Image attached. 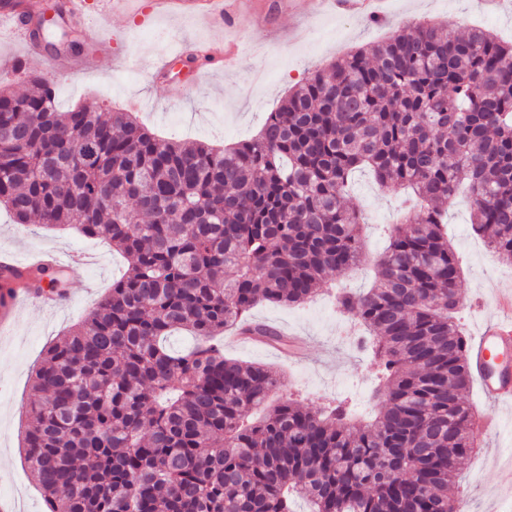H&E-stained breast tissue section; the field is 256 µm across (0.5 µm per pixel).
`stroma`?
I'll return each mask as SVG.
<instances>
[{"mask_svg": "<svg viewBox=\"0 0 512 512\" xmlns=\"http://www.w3.org/2000/svg\"><path fill=\"white\" fill-rule=\"evenodd\" d=\"M152 0H137L134 13L115 12L107 30L113 38L110 57L74 73L52 72L60 111L95 102L103 109L126 108L130 99L145 103L140 119L158 135L184 142L229 144L253 138L268 112L316 68L329 69L358 47L391 37L402 27L432 20L445 34L456 36L483 26L512 42V14L488 11L484 0H388V15L374 24L361 16L339 15L312 5L294 12L281 0H234L235 28L151 11ZM200 40L235 42L240 62L229 70L209 69L203 81L193 76H167L156 65L176 43ZM360 209L366 261L344 275L355 292L370 288L373 264L382 254L385 227L396 222L400 201L381 191L369 173L355 177L348 200ZM448 237L461 260L460 312L468 339L496 312L500 289L512 288V265L502 263L471 229L470 203L458 195L448 209ZM34 255L43 251L85 254L83 264L68 269L65 292L70 303L51 309L21 302L11 309V322L0 328V496L15 499L19 512H42L43 501L34 472L20 454V432L27 423L31 372L47 347L81 322L127 266L110 242L89 239L76 230L54 231L39 223H14L0 208V251ZM255 316L306 344V355L289 360L261 344L224 339L225 357L254 363L276 372L280 397L319 407L336 398H351L362 417L373 414L370 400L373 368L363 352L345 337L332 299L319 292L298 305L260 303ZM478 415L494 421L478 434L479 448L466 459L457 496L466 512H512V485L501 479L512 467V412L486 401L478 387L466 393Z\"/></svg>", "mask_w": 512, "mask_h": 512, "instance_id": "1", "label": "stroma"}]
</instances>
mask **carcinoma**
<instances>
[{
    "instance_id": "1",
    "label": "carcinoma",
    "mask_w": 512,
    "mask_h": 512,
    "mask_svg": "<svg viewBox=\"0 0 512 512\" xmlns=\"http://www.w3.org/2000/svg\"><path fill=\"white\" fill-rule=\"evenodd\" d=\"M509 59L488 31L415 24L310 73L227 148L160 139L129 112H61L34 70L15 71L21 94L0 85V206L130 258L34 371L22 451L46 512H293L296 497L314 512H461L451 490L476 417L445 217L467 188L473 231L512 264ZM362 168L415 203L356 296L328 276L362 261L360 211L343 206ZM322 286L361 330L378 414L286 400L248 423L280 381L224 357L222 335L284 346L252 310Z\"/></svg>"
}]
</instances>
